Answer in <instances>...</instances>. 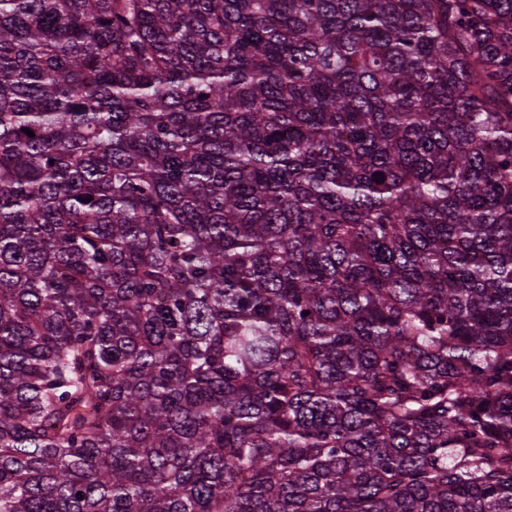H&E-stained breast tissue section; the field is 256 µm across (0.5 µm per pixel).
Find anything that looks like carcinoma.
<instances>
[{
  "label": "carcinoma",
  "mask_w": 512,
  "mask_h": 512,
  "mask_svg": "<svg viewBox=\"0 0 512 512\" xmlns=\"http://www.w3.org/2000/svg\"><path fill=\"white\" fill-rule=\"evenodd\" d=\"M0 512H512V0H0Z\"/></svg>",
  "instance_id": "cac0c4a2"
}]
</instances>
